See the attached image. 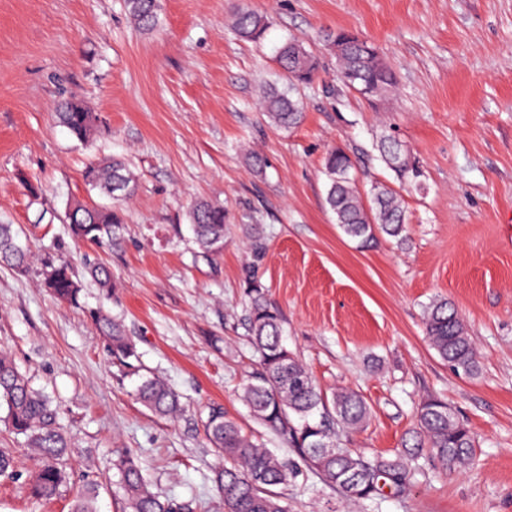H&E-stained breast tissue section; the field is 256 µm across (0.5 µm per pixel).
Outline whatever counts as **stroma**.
I'll return each instance as SVG.
<instances>
[{
    "instance_id": "obj_1",
    "label": "stroma",
    "mask_w": 512,
    "mask_h": 512,
    "mask_svg": "<svg viewBox=\"0 0 512 512\" xmlns=\"http://www.w3.org/2000/svg\"><path fill=\"white\" fill-rule=\"evenodd\" d=\"M239 7L267 17L261 44L234 33ZM337 27L377 47L397 78L389 98L371 103L336 83L321 34ZM289 38L310 45L320 73L301 92L302 122L277 130L256 100L260 84L284 86L275 49ZM71 97L99 118L90 143L55 117ZM386 136L419 162L422 190L401 186L381 161ZM336 147L350 154L361 190L401 192L405 241L362 247L342 233L324 202L323 157ZM254 152L264 168L252 167ZM115 155L130 158L138 184L122 206L124 243L111 251L73 240L64 213L102 203L83 173ZM200 199L228 217L224 249L209 259L187 218ZM0 224L75 269L88 257L106 262L119 295L103 302L89 282L72 307L42 288L39 268L0 265V352L51 396L73 442L67 487L33 498L35 460L0 407V448L15 456L14 478H0V512H68L91 482L98 512H124L112 462L126 450L153 491L189 512H224L209 406L278 445L239 398L257 359L242 286L252 261L284 316L288 350L324 392L347 387L368 403L367 424L339 434L347 448L392 453L432 396L476 444L472 468L429 459L400 493L348 508L300 466L280 489L289 512H512V0H160L149 33L134 28L124 0H0ZM248 224L267 246L257 261ZM440 299L478 348L475 375L451 369L426 339L424 311ZM99 306L180 393V416L137 402L135 380L113 366L87 315Z\"/></svg>"
}]
</instances>
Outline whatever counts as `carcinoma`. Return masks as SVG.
Returning <instances> with one entry per match:
<instances>
[{"instance_id":"cac0c4a2","label":"carcinoma","mask_w":512,"mask_h":512,"mask_svg":"<svg viewBox=\"0 0 512 512\" xmlns=\"http://www.w3.org/2000/svg\"><path fill=\"white\" fill-rule=\"evenodd\" d=\"M126 11L141 30L150 31L159 22V0H124ZM234 31L243 41L260 43L267 35V18L249 9L234 14ZM322 40L339 57L341 68L336 78L345 88L362 93L371 87L376 94L363 93L373 101L384 96L396 84L394 72L369 42H360L344 29H329ZM277 59L289 86L274 84L261 95V111L275 128H290L303 118V107L294 90L310 83L317 74L319 59L306 44L290 39L277 50ZM60 122L79 141L85 142L98 129V117L82 102L65 100L58 112ZM386 166L396 177L414 186L421 173L410 151L400 142L383 138L378 145ZM323 166L329 184L325 203L336 224L349 238L367 247L378 235L403 238L406 210L402 196L385 187L374 186L370 202H365L355 178L351 160L340 147L326 153ZM85 182L100 194L116 201L130 198L136 190V178L128 163L119 158L95 163L84 171ZM66 218L73 238L109 250L121 248L123 217L116 207L76 203ZM188 219L200 254L209 258L224 249L226 215L224 207L207 202L194 203ZM251 253L254 261L245 267L243 288L249 298L248 328L258 355L256 367L243 385L240 399L252 416L285 447L301 454L306 466L322 483L347 501L360 503L385 497L383 487L401 491L419 473L421 458L435 457L445 467L467 469L474 461L475 440L458 421L448 403L440 399L424 401L416 412V426L402 448L389 457L365 458L344 448L337 441L336 428L358 429L369 418V408L360 394L338 389L326 395L305 366L282 342L283 316L267 298L257 270L264 252L259 233L250 225ZM33 256L17 241L10 224H0V264L25 271ZM41 286L57 299L79 305L83 280L66 262L42 263ZM85 275L103 294H116L109 267L91 260L85 262ZM94 330L107 342L112 363L124 373L141 378L137 399L159 416L181 413L179 393L164 379L144 373L136 345L127 335L121 320L100 309L88 310ZM425 332L430 346L453 369L474 374L479 369L471 336L446 301L431 304L425 311ZM6 405L9 430L25 438V444L37 458L30 475L32 496L49 499L58 494L67 481L65 461L72 448L69 433L61 423L50 396L33 386L14 360L0 353V405ZM209 440L224 457L218 475L224 512H288L275 488L288 484L298 474L297 465L288 456L272 451L242 433L239 425L224 415L221 406L210 407L206 421ZM122 477L126 512H179L181 507L154 492L142 474L137 459L123 454L114 461ZM98 493L89 486L78 492L71 512H97Z\"/></svg>"}]
</instances>
